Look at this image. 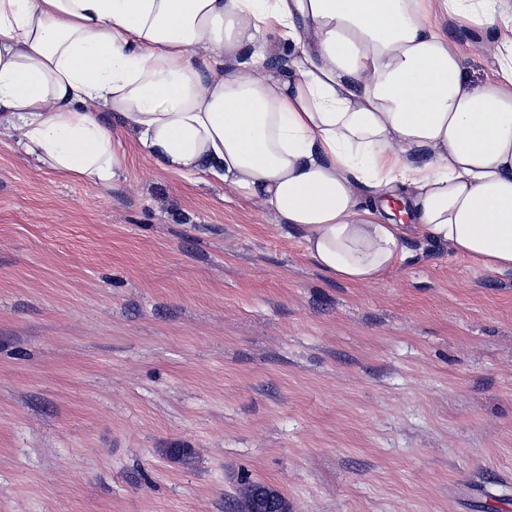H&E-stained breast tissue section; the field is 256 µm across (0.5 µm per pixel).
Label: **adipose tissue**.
<instances>
[{"instance_id": "adipose-tissue-1", "label": "adipose tissue", "mask_w": 512, "mask_h": 512, "mask_svg": "<svg viewBox=\"0 0 512 512\" xmlns=\"http://www.w3.org/2000/svg\"><path fill=\"white\" fill-rule=\"evenodd\" d=\"M497 69L473 85L453 31ZM134 149L381 281L410 241L512 271V0H0V131L108 188ZM439 24L443 29L453 31L460 44L468 76L480 85L491 78L496 67V59L489 49V40L483 30L478 27L456 29L447 18H440Z\"/></svg>"}]
</instances>
